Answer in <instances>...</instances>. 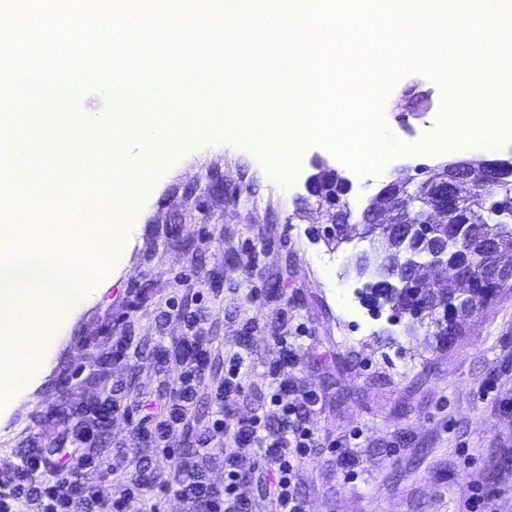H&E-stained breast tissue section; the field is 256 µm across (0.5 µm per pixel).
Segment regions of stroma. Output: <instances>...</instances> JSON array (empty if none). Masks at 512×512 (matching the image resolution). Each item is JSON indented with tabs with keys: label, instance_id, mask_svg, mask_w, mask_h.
<instances>
[{
	"label": "stroma",
	"instance_id": "stroma-1",
	"mask_svg": "<svg viewBox=\"0 0 512 512\" xmlns=\"http://www.w3.org/2000/svg\"><path fill=\"white\" fill-rule=\"evenodd\" d=\"M421 92L429 109L416 99ZM444 100L426 73L396 80L384 126L403 151L375 175L310 144L283 184L249 142L226 137L223 123L215 137L192 135L131 223L120 277L68 326L30 401L0 410V473H23L30 449L51 458L61 446L69 466L87 454L101 459L86 481L107 499L121 489L112 474L116 449L127 467L143 459L154 475L173 477L175 458L133 425L160 418L169 382L186 367L168 348L193 335L208 364L193 419L172 434L179 454L199 451L216 411L211 387L237 353L244 390L236 416L257 414L277 428L273 387L297 382L317 394L309 414L316 435L342 442L316 449L298 470V491L313 512H461L481 491L499 492L497 512H512V290L467 318L451 348H435L425 331L409 334L363 302L356 259L373 255L377 243L355 235L328 244L321 230L329 217L305 188L312 160L322 159L351 182L347 202L361 215L384 183L413 173L407 153L436 134ZM28 102L27 114L39 120L108 112L112 85L88 80L71 99L38 94ZM278 337L295 351V365L280 363ZM491 383L497 391L485 395ZM103 400L121 417L76 445L87 407ZM236 455L241 494L255 512H269L270 473L252 449Z\"/></svg>",
	"mask_w": 512,
	"mask_h": 512
}]
</instances>
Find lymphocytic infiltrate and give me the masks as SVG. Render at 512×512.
I'll use <instances>...</instances> for the list:
<instances>
[{
    "label": "lymphocytic infiltrate",
    "instance_id": "obj_1",
    "mask_svg": "<svg viewBox=\"0 0 512 512\" xmlns=\"http://www.w3.org/2000/svg\"><path fill=\"white\" fill-rule=\"evenodd\" d=\"M174 350L185 359L186 368L174 383L166 412L145 435L146 440L169 455L174 452L171 432L186 422L207 362L206 353L192 339H184ZM243 363L240 355L230 357L224 378L215 391L217 412L204 432V450L199 459L178 461L180 478L176 494L203 512H253L251 501L239 492L242 473L235 455L236 449L251 448L273 475L274 512H307V502L297 491L296 476L300 464L322 445L304 416L306 408L315 404L316 394L292 384H278L271 402L279 409L280 427L268 431L259 415L239 418L231 411L243 389L239 379ZM227 440L234 444V452L221 449V442ZM217 459L224 465V482L220 485L208 478L209 463ZM99 465V459L87 457L81 461L79 470L49 475L43 457L31 456L27 469L41 473V481L26 486L15 482L10 475L0 476V512H18L19 504L31 499L40 501L42 512H126L131 499L149 503L150 491L157 481L140 475L129 479L120 496L109 501L100 498L83 476L84 471Z\"/></svg>",
    "mask_w": 512,
    "mask_h": 512
}]
</instances>
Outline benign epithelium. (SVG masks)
<instances>
[{
	"label": "benign epithelium",
	"mask_w": 512,
	"mask_h": 512,
	"mask_svg": "<svg viewBox=\"0 0 512 512\" xmlns=\"http://www.w3.org/2000/svg\"><path fill=\"white\" fill-rule=\"evenodd\" d=\"M422 179L412 176L394 180L384 185L364 209V223L373 228L363 233L370 237L381 230L393 238L408 240L419 224H446L458 213L462 192L470 188L481 190L486 186H502L512 182V161H485L457 159L441 164L436 169L417 168ZM307 191L318 198L319 207L331 213L325 237L336 235L342 241L349 240L348 207L343 200L351 190V184L336 177L334 171H323L308 178ZM485 209L494 210L507 224L512 219V198L484 199ZM457 238L452 234L437 240L431 250L432 260L426 265L435 273L447 266L448 242ZM487 278L511 281L512 268L502 263H489L484 268Z\"/></svg>",
	"instance_id": "benign-epithelium-1"
}]
</instances>
